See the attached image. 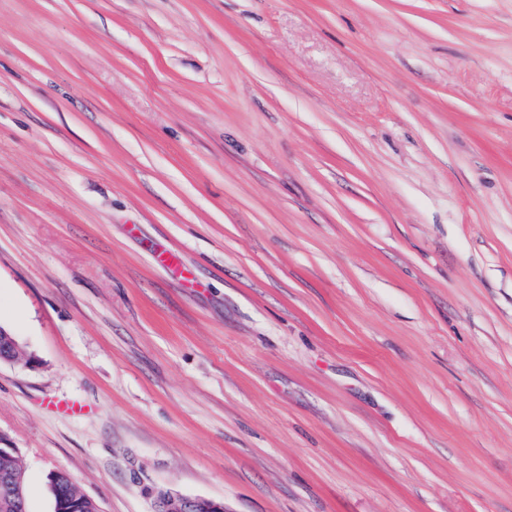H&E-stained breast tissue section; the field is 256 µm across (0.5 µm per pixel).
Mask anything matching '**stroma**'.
Instances as JSON below:
<instances>
[{"mask_svg": "<svg viewBox=\"0 0 512 512\" xmlns=\"http://www.w3.org/2000/svg\"><path fill=\"white\" fill-rule=\"evenodd\" d=\"M0 326L28 512H512V0H0ZM154 512H226L223 501L203 497L163 494Z\"/></svg>", "mask_w": 512, "mask_h": 512, "instance_id": "obj_1", "label": "stroma"}]
</instances>
